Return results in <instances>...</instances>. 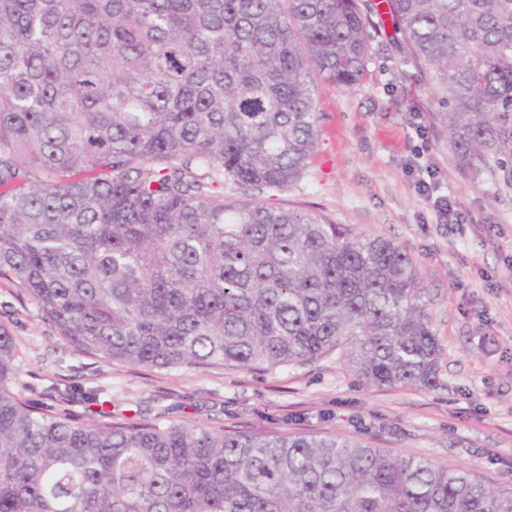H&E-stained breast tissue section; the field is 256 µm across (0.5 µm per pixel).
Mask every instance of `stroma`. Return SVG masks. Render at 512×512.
<instances>
[{
	"label": "stroma",
	"mask_w": 512,
	"mask_h": 512,
	"mask_svg": "<svg viewBox=\"0 0 512 512\" xmlns=\"http://www.w3.org/2000/svg\"><path fill=\"white\" fill-rule=\"evenodd\" d=\"M369 33L359 84L315 80L321 130L303 175L273 205L318 212L358 235L391 238L417 258L423 301L442 349L438 387L372 388L328 355L275 370L150 369L73 354L28 295L0 279V328L22 362L14 387L37 399L56 382L98 388L74 414L113 423L162 419L262 433L314 432L476 472L512 495V193L458 167L442 131L440 94L407 58L389 15ZM432 178L464 218L439 224L417 183Z\"/></svg>",
	"instance_id": "1"
}]
</instances>
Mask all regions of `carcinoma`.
<instances>
[{"mask_svg": "<svg viewBox=\"0 0 512 512\" xmlns=\"http://www.w3.org/2000/svg\"><path fill=\"white\" fill-rule=\"evenodd\" d=\"M448 147L512 190V0H386ZM370 0H0V277L80 356L274 369L336 354L370 387L438 384L418 261L273 207L320 133L312 75H366ZM229 182L243 198L217 194ZM0 512H512L475 473L364 440L86 422L12 388Z\"/></svg>", "mask_w": 512, "mask_h": 512, "instance_id": "carcinoma-1", "label": "carcinoma"}]
</instances>
